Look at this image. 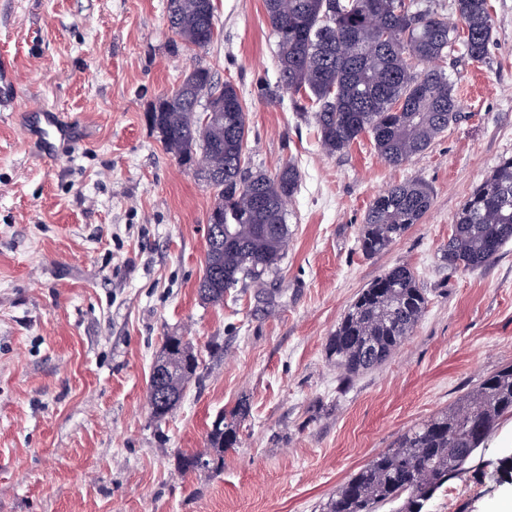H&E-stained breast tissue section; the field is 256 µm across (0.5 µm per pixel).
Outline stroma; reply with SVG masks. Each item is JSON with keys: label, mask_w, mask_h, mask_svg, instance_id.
Instances as JSON below:
<instances>
[{"label": "stroma", "mask_w": 512, "mask_h": 512, "mask_svg": "<svg viewBox=\"0 0 512 512\" xmlns=\"http://www.w3.org/2000/svg\"><path fill=\"white\" fill-rule=\"evenodd\" d=\"M167 0H0V512H319L341 483L415 423L512 363V243L486 268L443 260L455 216L512 156V0H488L487 63L446 57L460 118L393 167L370 135L330 155L312 112L283 89L263 0H214L204 51L172 53ZM234 83L252 170L300 172L288 250L263 288L201 300L214 191L146 118L194 62ZM74 125L42 157L26 112ZM425 182L429 211L363 256L373 199ZM414 269L424 316L385 364L345 382L328 344L357 293ZM199 355V383L165 421L147 406L166 337ZM250 406L241 444L214 472H182L212 421ZM487 468L429 512H498L512 484Z\"/></svg>", "instance_id": "obj_1"}]
</instances>
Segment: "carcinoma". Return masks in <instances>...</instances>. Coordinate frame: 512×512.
I'll list each match as a JSON object with an SVG mask.
<instances>
[{
	"label": "carcinoma",
	"instance_id": "carcinoma-1",
	"mask_svg": "<svg viewBox=\"0 0 512 512\" xmlns=\"http://www.w3.org/2000/svg\"><path fill=\"white\" fill-rule=\"evenodd\" d=\"M453 6L456 22L420 0H264L277 37L281 85L315 107L327 153L341 152L368 133L381 160L400 166L458 120L454 85L431 64L454 53L486 62L494 20L488 0H454ZM167 17L178 37L173 52L204 50L213 41V0H167ZM204 101L224 103V119L199 111ZM147 118L182 164L195 167L198 153L208 156V165L196 171L215 189L207 223L224 225V241L207 245L201 299L219 305L240 284L262 287L287 252L288 224L278 199L297 191V168L289 163L269 176L247 166V115L238 89L218 84L200 62L176 89L156 98ZM431 204L422 181L387 188L369 206L358 236L360 251L383 252L420 223ZM511 240L512 157H504L457 212L443 259L451 269H482ZM427 305L425 289L405 264L362 289L329 341L342 379L385 363L411 336ZM158 361L166 365L170 397L156 402L150 386L147 405L160 423L199 380V357L183 337L169 336ZM249 414L241 400L217 416L206 448L181 454V468L223 467L224 449L239 446V427ZM507 416L512 417V364L481 377L448 408L407 429L351 474L321 512H379L393 504L396 512H428L438 491L470 472Z\"/></svg>",
	"mask_w": 512,
	"mask_h": 512
}]
</instances>
